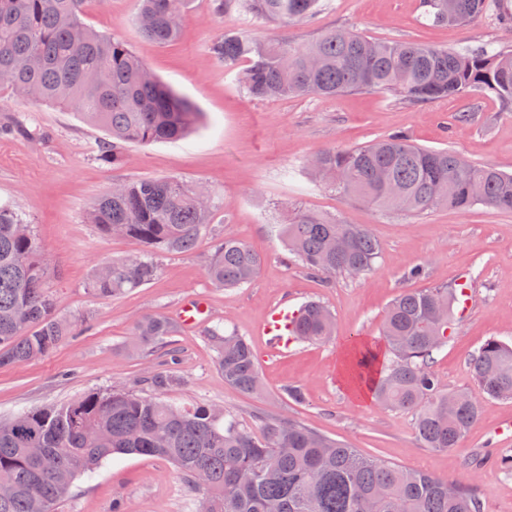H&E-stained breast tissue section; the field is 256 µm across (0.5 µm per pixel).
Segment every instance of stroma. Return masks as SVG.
<instances>
[{
    "label": "stroma",
    "instance_id": "stroma-1",
    "mask_svg": "<svg viewBox=\"0 0 512 512\" xmlns=\"http://www.w3.org/2000/svg\"><path fill=\"white\" fill-rule=\"evenodd\" d=\"M489 3L474 22L440 25L425 18L421 0H322L312 22L282 24L243 10L220 19L211 0H188L180 38L159 45L143 38L135 0H89L84 22L127 43L158 78L195 105L201 121L191 137L130 146L124 161L112 166L98 160L104 131L76 110L0 95V205L31 220L50 266L44 289L56 298L58 314L74 322L71 336L45 357L0 366V418L111 387L151 394L144 369L166 357L151 349L136 355L126 350L133 323L149 313L173 318L184 299L197 295L208 301L209 315L171 336L177 358L172 370L181 382L167 391V399L224 407L253 430L260 416L284 415L363 456L451 481L468 479L483 512H512V440L499 433L512 421V399H481L480 418L460 446L438 451L421 446L413 413L360 398L344 377L351 344L381 343L383 316L397 293L463 283L467 308L435 353L433 367L449 391L474 390L469 368L474 353L491 338L512 344V213L481 205L419 215L382 210L339 193L309 168L319 149H356L401 132L415 145L446 148L471 163L512 173V112L494 97L479 95L409 103L390 92L363 91L258 101L247 94L240 70L224 69L208 50L227 28L302 44L319 29L340 27L377 41L512 51V24L503 22L512 0ZM464 112L469 119L463 123ZM169 176L218 195L219 206L197 249L159 256L157 278L121 298H97L88 289L93 270L140 246L102 235L86 223V211L113 184ZM296 207L367 225L382 245L374 269L362 277L324 280L291 261L277 227ZM227 235L264 258L249 285L217 288L205 276L215 242ZM417 265L425 266L426 277L408 280L407 272ZM310 300L333 313L334 338L273 351L262 333L269 311L284 301L297 307ZM216 325L250 341L266 384L264 397L225 385L207 336ZM292 388L302 392V402L289 398ZM199 501V493L168 461L120 455L80 476L54 510L113 512L120 505L124 512H198Z\"/></svg>",
    "mask_w": 512,
    "mask_h": 512
}]
</instances>
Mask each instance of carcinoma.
I'll return each instance as SVG.
<instances>
[{"mask_svg":"<svg viewBox=\"0 0 512 512\" xmlns=\"http://www.w3.org/2000/svg\"><path fill=\"white\" fill-rule=\"evenodd\" d=\"M85 2L0 0V92L79 111L107 132L98 154L106 164L119 163L128 145L186 136L199 118L195 106L124 41L88 27ZM137 2L145 38L159 45L178 38L186 0ZM421 4L434 23L456 25L479 17L487 0ZM237 7L289 24L313 20L320 0H212L218 16ZM209 52L226 69L247 62L244 86L257 100L386 90L411 103L478 93L512 108V52L375 42L336 28L297 46L229 30L211 41ZM310 165L343 194L380 209L421 214L481 204L512 212V174L492 165L460 168L457 153L412 145L400 132L363 148H324ZM218 205L213 193L175 177L113 185L88 209L87 223L105 236L130 238L141 250L105 263V276L93 272L90 290L114 299L150 283L159 273L156 256L192 252ZM278 230L289 254L324 278L365 275L381 252L367 226L306 210L294 211ZM261 264L244 242L226 235L214 245L205 274L215 286L239 288L256 279ZM47 275L30 220L0 206V365L45 356L71 333L44 290ZM455 301V291L442 286L403 290L382 321L384 349L360 345L348 360L353 385L384 407L414 413L420 442L438 450L459 446L479 417V397L512 399L509 343L489 339L473 355L474 393H448L432 369L433 353L448 343ZM299 311L294 340L332 338L335 323L323 305L308 302ZM173 330L162 316H143L133 325L130 350L161 348ZM209 337L224 383L262 393L246 338L218 328ZM146 380L155 395L113 387L0 420V485L10 488L0 496V512H54L78 475L115 454L169 461L203 490L211 512H482L481 500L461 483L367 458L290 418L263 417L254 432L231 412L169 401L163 392L177 381L171 371L153 368ZM30 448L44 454L32 457Z\"/></svg>","mask_w":512,"mask_h":512,"instance_id":"cac0c4a2","label":"carcinoma"}]
</instances>
